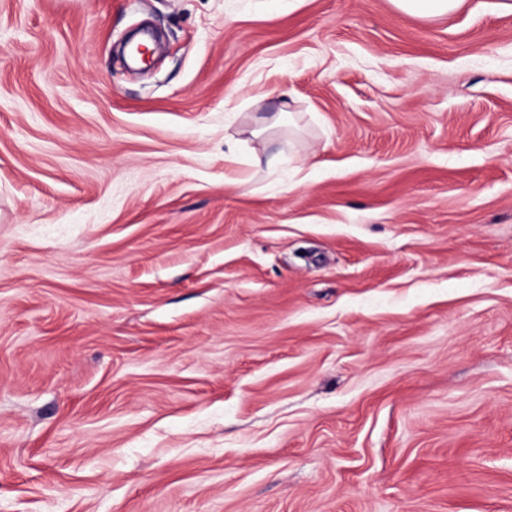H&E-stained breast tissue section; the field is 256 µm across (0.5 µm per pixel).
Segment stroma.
<instances>
[{"mask_svg":"<svg viewBox=\"0 0 512 512\" xmlns=\"http://www.w3.org/2000/svg\"><path fill=\"white\" fill-rule=\"evenodd\" d=\"M504 2L0 0V512H512ZM460 0H392L395 7L409 15L434 17L454 10Z\"/></svg>","mask_w":512,"mask_h":512,"instance_id":"1","label":"stroma"}]
</instances>
